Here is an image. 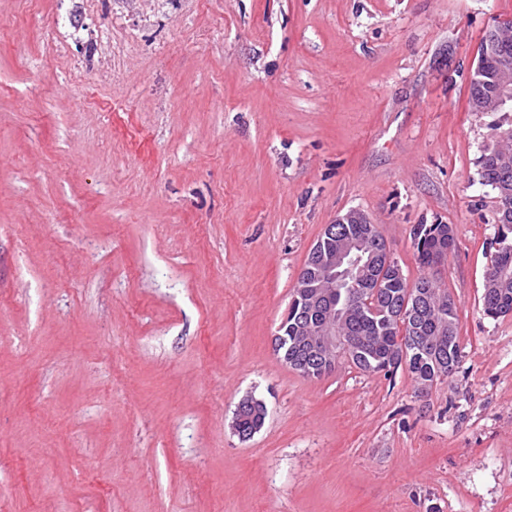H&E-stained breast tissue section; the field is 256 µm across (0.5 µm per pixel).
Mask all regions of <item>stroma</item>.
I'll use <instances>...</instances> for the list:
<instances>
[{"label": "stroma", "instance_id": "1", "mask_svg": "<svg viewBox=\"0 0 512 512\" xmlns=\"http://www.w3.org/2000/svg\"><path fill=\"white\" fill-rule=\"evenodd\" d=\"M512 0H0V512H512V316L474 112ZM437 279L460 367L274 350L311 247L348 210ZM264 401L250 439L241 398ZM245 405L246 407H255L259 408L263 414L264 417L267 416V408L265 403L260 399H254L252 397L243 399L236 410V413L238 412L239 408ZM236 413H235V419L233 421V427L235 432H239L242 437H250L252 433L260 429L263 424L264 420L262 416L259 414H254L251 409L249 408H242L240 412L237 414L236 419ZM237 427V429H236ZM238 430V431H237Z\"/></svg>", "mask_w": 512, "mask_h": 512}]
</instances>
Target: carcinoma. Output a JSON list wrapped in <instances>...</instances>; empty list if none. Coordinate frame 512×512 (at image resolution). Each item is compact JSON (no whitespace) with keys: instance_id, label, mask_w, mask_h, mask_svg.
I'll return each instance as SVG.
<instances>
[{"instance_id":"obj_1","label":"carcinoma","mask_w":512,"mask_h":512,"mask_svg":"<svg viewBox=\"0 0 512 512\" xmlns=\"http://www.w3.org/2000/svg\"><path fill=\"white\" fill-rule=\"evenodd\" d=\"M512 61L504 64L497 49L489 46L480 58L469 88V106L485 102L494 90L496 80ZM481 184L496 193V222L501 224L490 244V264L483 275L482 308L492 318L512 315V219L504 209L512 210V124L492 127L489 143L479 158ZM342 224L334 225L335 233L317 240L323 250L339 249L347 239H357L370 249L387 241L379 230L368 237L369 219L351 210L341 216ZM441 225L417 224L411 231L417 259L424 273L409 283L397 262L383 268L362 269L351 286L357 301L347 306L348 319L343 335L353 339L349 349L337 345L341 357L368 373L394 374L406 366L417 391H429L434 384L454 375L460 365L458 308L448 289L436 285L426 273L432 269L434 252L442 245L438 238ZM307 297L296 295L288 308V318L279 330L277 353L288 366L305 376L308 372L321 376V370L310 350L300 342L298 327L311 320ZM411 315L401 314L402 308ZM264 424L262 416L249 408L237 414L236 427L246 438Z\"/></svg>"}]
</instances>
